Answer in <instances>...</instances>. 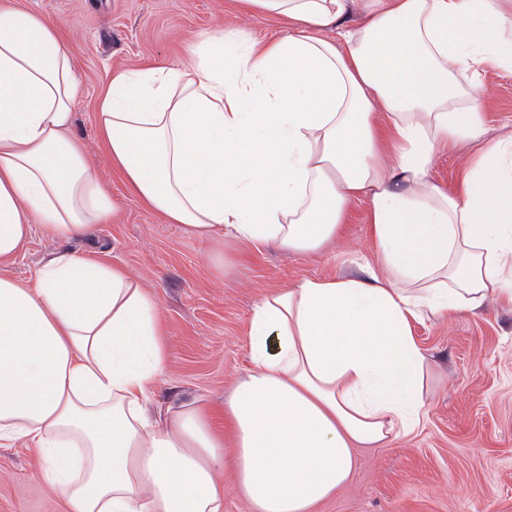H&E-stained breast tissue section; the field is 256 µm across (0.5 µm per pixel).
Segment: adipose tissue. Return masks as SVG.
I'll use <instances>...</instances> for the list:
<instances>
[{
	"label": "adipose tissue",
	"instance_id": "adipose-tissue-1",
	"mask_svg": "<svg viewBox=\"0 0 512 512\" xmlns=\"http://www.w3.org/2000/svg\"><path fill=\"white\" fill-rule=\"evenodd\" d=\"M285 33L200 35L185 63L113 73L97 112L113 164L171 223L227 246L309 253L366 200L379 270L255 304L251 372L216 428L198 403L147 411L165 364L157 301L62 252L36 286L0 277V446L38 449L68 512H312L359 446L419 424L412 323L481 309L512 280V138L483 140L485 73L512 71V0H240ZM335 40L323 38L324 30ZM74 56L54 21L0 7V260L32 221L69 242L112 202L69 135ZM480 149L453 187L439 151Z\"/></svg>",
	"mask_w": 512,
	"mask_h": 512
}]
</instances>
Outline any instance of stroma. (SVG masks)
I'll list each match as a JSON object with an SVG mask.
<instances>
[{
  "mask_svg": "<svg viewBox=\"0 0 512 512\" xmlns=\"http://www.w3.org/2000/svg\"><path fill=\"white\" fill-rule=\"evenodd\" d=\"M53 18L75 56L79 95L72 134L96 169L114 213L80 240L60 243L33 224L23 249L0 262V276L31 286L45 261L67 249L116 265L152 292L166 364L150 407L166 416L199 400L214 417L251 369L247 329L266 293L305 279L364 276L378 262L369 204L354 202L340 234L315 253L225 251L147 207L113 168L97 106L113 72L184 61L197 36L219 29L257 38L279 23L233 0H14ZM484 138L512 134V73L489 74ZM477 147L457 143L433 159L431 178L452 184ZM413 337L430 375L421 424L383 448H359L349 483L314 512H512V297L476 311L415 322ZM36 449L0 447V512H65L40 476Z\"/></svg>",
  "mask_w": 512,
  "mask_h": 512,
  "instance_id": "stroma-1",
  "label": "stroma"
}]
</instances>
